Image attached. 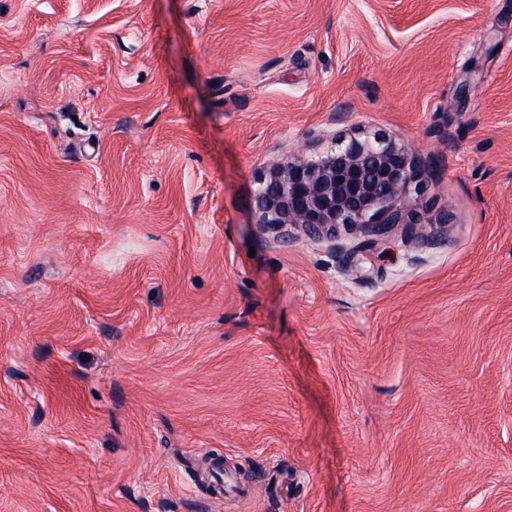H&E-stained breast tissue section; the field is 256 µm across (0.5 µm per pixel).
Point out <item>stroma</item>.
Segmentation results:
<instances>
[{"label":"stroma","instance_id":"1","mask_svg":"<svg viewBox=\"0 0 512 512\" xmlns=\"http://www.w3.org/2000/svg\"><path fill=\"white\" fill-rule=\"evenodd\" d=\"M340 124L452 217L361 276ZM0 512H512V0H0ZM435 178V161L384 133L357 129L334 133L327 146L287 162H273L258 179L257 224L300 227L313 237H335L338 228L357 230L360 249L381 244L395 224L412 229L411 241H427L417 226L450 224L448 211L424 216L410 211L408 196L424 194Z\"/></svg>","mask_w":512,"mask_h":512}]
</instances>
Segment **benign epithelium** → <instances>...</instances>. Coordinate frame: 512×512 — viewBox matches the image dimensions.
<instances>
[{
    "instance_id": "1",
    "label": "benign epithelium",
    "mask_w": 512,
    "mask_h": 512,
    "mask_svg": "<svg viewBox=\"0 0 512 512\" xmlns=\"http://www.w3.org/2000/svg\"><path fill=\"white\" fill-rule=\"evenodd\" d=\"M433 178L434 159L404 142L380 132L341 130L313 154L270 164L254 196L257 223L284 234L299 227L313 237L355 229L362 236L359 248L366 250L381 244L394 225L406 224L412 240L423 245L417 226L450 223L446 211L426 218L408 209V196L423 195Z\"/></svg>"
}]
</instances>
